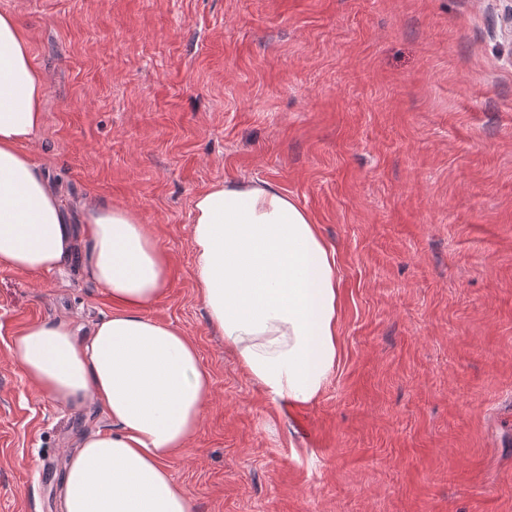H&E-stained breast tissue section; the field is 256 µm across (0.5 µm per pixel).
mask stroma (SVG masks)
Here are the masks:
<instances>
[{"label":"stroma","instance_id":"stroma-1","mask_svg":"<svg viewBox=\"0 0 512 512\" xmlns=\"http://www.w3.org/2000/svg\"><path fill=\"white\" fill-rule=\"evenodd\" d=\"M46 87L25 146L75 251L0 268V512H56L83 439L13 339L112 312L84 269L86 205L154 227L169 285L145 314L195 343L213 391L169 462L196 512H512V37L498 0H0ZM278 184L336 251L339 361L272 401L213 328L193 202Z\"/></svg>","mask_w":512,"mask_h":512}]
</instances>
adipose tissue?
Segmentation results:
<instances>
[{"label": "adipose tissue", "mask_w": 512, "mask_h": 512, "mask_svg": "<svg viewBox=\"0 0 512 512\" xmlns=\"http://www.w3.org/2000/svg\"><path fill=\"white\" fill-rule=\"evenodd\" d=\"M44 83L16 18L0 12V267L45 274L74 249L61 202L24 146L42 122ZM196 285L211 324L248 378L275 400L306 404L338 362L334 250L277 184L227 180L193 203ZM85 265L113 311L89 341L63 324L17 335L13 359L61 405L101 404L111 431L66 469L60 512H196L167 463L197 434L212 378L180 329L145 316L168 286L169 257L150 225L120 207H88Z\"/></svg>", "instance_id": "1"}]
</instances>
